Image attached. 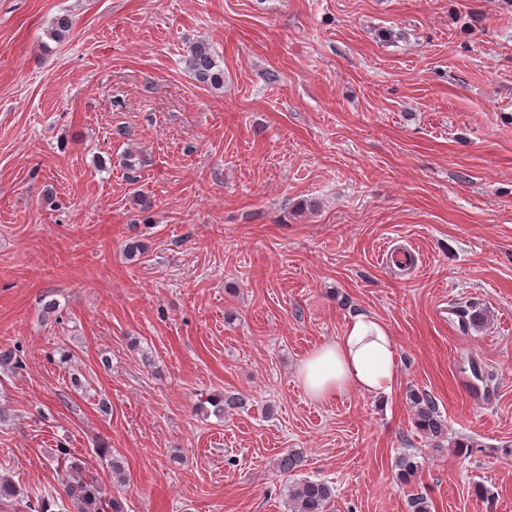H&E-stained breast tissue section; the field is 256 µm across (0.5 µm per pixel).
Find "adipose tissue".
Wrapping results in <instances>:
<instances>
[{
    "label": "adipose tissue",
    "instance_id": "obj_1",
    "mask_svg": "<svg viewBox=\"0 0 512 512\" xmlns=\"http://www.w3.org/2000/svg\"><path fill=\"white\" fill-rule=\"evenodd\" d=\"M298 378L308 396L319 402L353 391L372 397L387 395L398 378L395 338L376 316L356 314L342 336L301 360Z\"/></svg>",
    "mask_w": 512,
    "mask_h": 512
}]
</instances>
